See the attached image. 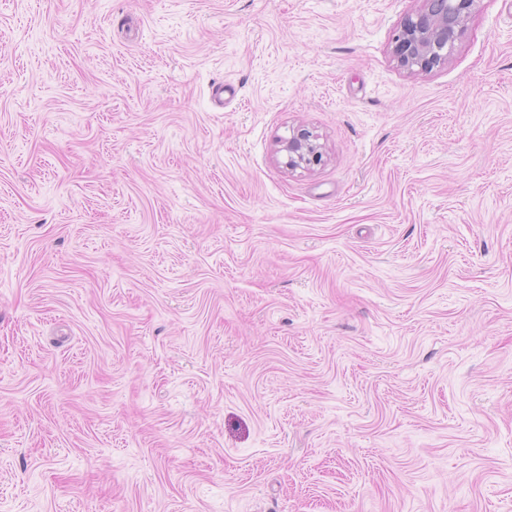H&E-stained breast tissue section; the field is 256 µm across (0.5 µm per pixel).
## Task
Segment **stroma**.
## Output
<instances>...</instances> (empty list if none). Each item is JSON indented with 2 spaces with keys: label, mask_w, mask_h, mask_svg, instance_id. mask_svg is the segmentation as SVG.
<instances>
[{
  "label": "stroma",
  "mask_w": 512,
  "mask_h": 512,
  "mask_svg": "<svg viewBox=\"0 0 512 512\" xmlns=\"http://www.w3.org/2000/svg\"><path fill=\"white\" fill-rule=\"evenodd\" d=\"M420 5L0 0V512H512V0ZM422 2L424 6L408 14L393 37L398 65L412 71H428L448 59L477 0H445L440 12L431 8L435 1ZM318 137L306 128L293 131L291 137L282 141L279 152H285L284 166L289 170L308 168L320 163L322 159L321 145Z\"/></svg>",
  "instance_id": "35a3bbf8"
}]
</instances>
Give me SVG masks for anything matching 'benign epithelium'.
Wrapping results in <instances>:
<instances>
[{
    "label": "benign epithelium",
    "mask_w": 512,
    "mask_h": 512,
    "mask_svg": "<svg viewBox=\"0 0 512 512\" xmlns=\"http://www.w3.org/2000/svg\"><path fill=\"white\" fill-rule=\"evenodd\" d=\"M477 0H445L441 11L431 8L433 0L407 15L393 37V54L400 67L428 71L448 59L455 41L464 32L465 22ZM318 137L306 128H299L282 141L284 166L290 170L308 168L320 163L321 145Z\"/></svg>",
    "instance_id": "1"
}]
</instances>
